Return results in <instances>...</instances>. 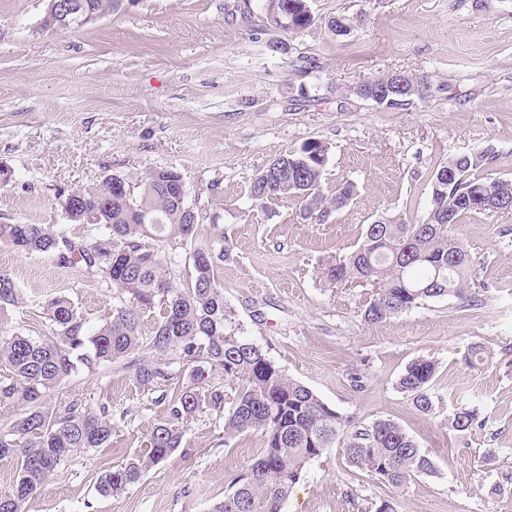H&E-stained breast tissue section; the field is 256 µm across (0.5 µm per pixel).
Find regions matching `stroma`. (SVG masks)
<instances>
[{
	"label": "stroma",
	"mask_w": 512,
	"mask_h": 512,
	"mask_svg": "<svg viewBox=\"0 0 512 512\" xmlns=\"http://www.w3.org/2000/svg\"><path fill=\"white\" fill-rule=\"evenodd\" d=\"M47 5L0 0V224H51L90 243L102 233L69 221V193L176 168L207 215L196 241L232 245L219 276L245 336L340 414L398 422L436 468L392 488L353 476L333 448L307 464L282 512H376L384 501L395 512H512V213L454 230L472 257V302L431 299L367 323L370 289L320 275L366 224L422 220L430 175L448 158L494 148L490 172L512 180V0H308L313 23L296 34L271 24L265 0H112L96 21L53 31ZM339 15L354 18L350 34L331 30ZM399 71L428 79L432 95L385 109L353 92ZM310 140L328 147L326 188L354 184L350 203L322 221L293 197L254 207V174ZM0 272L21 294L6 327L25 335L49 333L50 296L70 297L92 327L112 307L101 274L43 254L0 246ZM475 344L490 356L479 370L464 360ZM418 358L437 365L432 416L397 387ZM166 386L139 387L118 362L49 392L58 415L111 404L112 438L74 456L23 512H209L223 500L264 438H225L224 413L210 407L168 461L120 495L96 492L103 464L141 453L145 430L166 420ZM460 407L477 415L462 433L448 428Z\"/></svg>",
	"instance_id": "stroma-1"
}]
</instances>
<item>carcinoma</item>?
<instances>
[{
	"instance_id": "1",
	"label": "carcinoma",
	"mask_w": 512,
	"mask_h": 512,
	"mask_svg": "<svg viewBox=\"0 0 512 512\" xmlns=\"http://www.w3.org/2000/svg\"><path fill=\"white\" fill-rule=\"evenodd\" d=\"M289 6L298 33L313 18L303 0H281ZM409 92L394 87V75L368 80L354 92L372 95L374 103L389 109L411 104L432 92L431 83L405 76ZM328 148L311 140L296 151L269 161L251 180L249 196L255 206L297 196L308 218L322 220L345 207L354 195L353 184L323 190ZM497 160L493 148L477 156H460L440 164L430 179L426 219L406 222L385 218L367 224L358 248L326 265L322 278L334 286H369L363 318L378 322L413 309L434 298L472 299L468 274L471 257L448 227L474 215L491 216L512 204V180L491 176L485 169ZM121 193L111 182L78 189L67 195L64 210L73 222L84 211L96 213L95 225L105 230L91 244L60 237L50 224H0V245L26 253H41L67 268L96 269L116 291L108 318L88 327L74 302L51 296L43 309L52 335H0V405L18 406L21 413L0 427V459L17 460L10 488L0 491V512H22L26 500L73 455L84 449L106 448L112 438V412L103 404L96 411L68 409L63 416L45 410L47 391L59 387L78 365L93 368L123 361L148 351L156 363L132 361L134 379L142 388L171 379L165 362L176 356L191 366L189 384L174 386L161 395L167 419L146 429V453L100 472L96 487L104 496L118 495L137 483L153 466L166 462L181 447L184 423L205 406H224V391L211 383L221 371L235 382L234 395L224 415V436L259 432L264 446L245 466L224 500L213 512H281L305 466L331 448H342L348 463L387 486L400 488L422 475L435 473L432 460L411 436L391 419L359 426L330 408L311 389L288 378L266 352L242 335L224 300L218 262L230 256L219 238L192 252V283L182 288L146 245L150 239L176 249L193 240L196 225L181 199L183 178L174 168L155 169L132 182L122 178ZM20 293L9 275L0 273V314L19 303ZM160 307L149 333L140 328V315ZM434 361L419 358L398 380L416 411L431 416L435 400L431 385ZM476 415L468 410L448 416V427L469 430Z\"/></svg>"
}]
</instances>
